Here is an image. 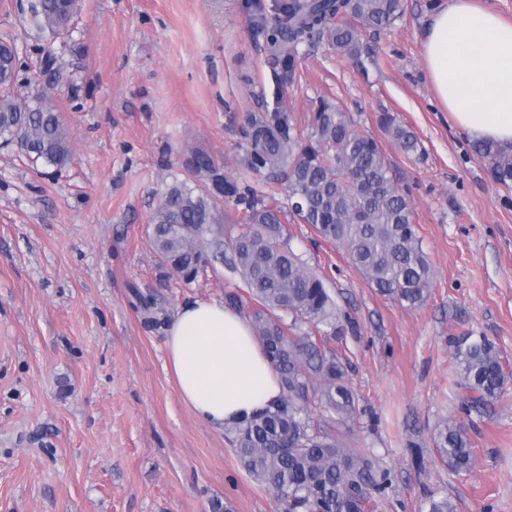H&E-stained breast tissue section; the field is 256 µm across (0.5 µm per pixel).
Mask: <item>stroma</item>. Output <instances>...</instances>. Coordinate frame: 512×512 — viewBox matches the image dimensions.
Segmentation results:
<instances>
[{"instance_id": "stroma-1", "label": "stroma", "mask_w": 512, "mask_h": 512, "mask_svg": "<svg viewBox=\"0 0 512 512\" xmlns=\"http://www.w3.org/2000/svg\"><path fill=\"white\" fill-rule=\"evenodd\" d=\"M282 2L78 0L69 35L55 38L30 0H0V42L20 59L12 92L46 95L72 151L59 169L0 148V512H284L165 366L180 306L245 285L221 263L182 281L154 249L151 218L187 178L191 150L240 177L251 114L285 111L306 134L323 98L382 146L434 273L427 302L409 309L311 226H288L340 311L330 345L364 411L350 440L392 482L378 512H423L433 494L457 512H512V383L489 415L465 421L471 474L440 464L432 443L458 408L455 342L485 337L512 363V189L426 78L437 0H404L393 26L365 33L359 64L298 44L287 82L259 25ZM383 112L414 132L417 152L383 131Z\"/></svg>"}]
</instances>
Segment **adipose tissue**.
Returning <instances> with one entry per match:
<instances>
[{"mask_svg":"<svg viewBox=\"0 0 512 512\" xmlns=\"http://www.w3.org/2000/svg\"><path fill=\"white\" fill-rule=\"evenodd\" d=\"M424 69L449 121L469 138L512 146V23L483 0H447L424 41ZM183 404L221 430L273 408L279 375L246 318L223 304L182 306L164 339Z\"/></svg>","mask_w":512,"mask_h":512,"instance_id":"ef3b65f1","label":"adipose tissue"}]
</instances>
